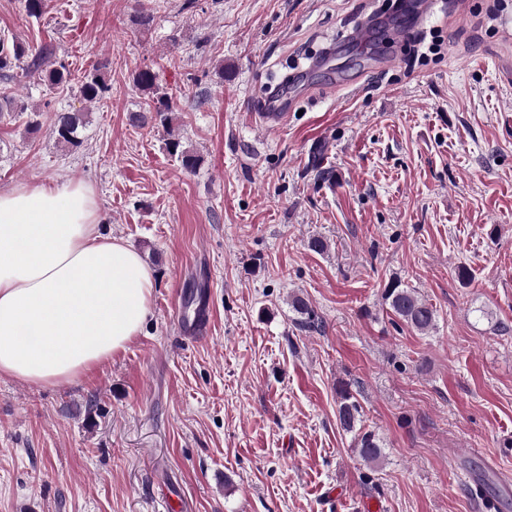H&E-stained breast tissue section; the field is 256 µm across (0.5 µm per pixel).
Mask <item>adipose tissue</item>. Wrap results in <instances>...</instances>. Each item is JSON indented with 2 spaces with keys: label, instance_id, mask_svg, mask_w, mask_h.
Masks as SVG:
<instances>
[{
  "label": "adipose tissue",
  "instance_id": "1",
  "mask_svg": "<svg viewBox=\"0 0 512 512\" xmlns=\"http://www.w3.org/2000/svg\"><path fill=\"white\" fill-rule=\"evenodd\" d=\"M153 270L103 233L91 186L0 190V377L80 379L141 332Z\"/></svg>",
  "mask_w": 512,
  "mask_h": 512
}]
</instances>
